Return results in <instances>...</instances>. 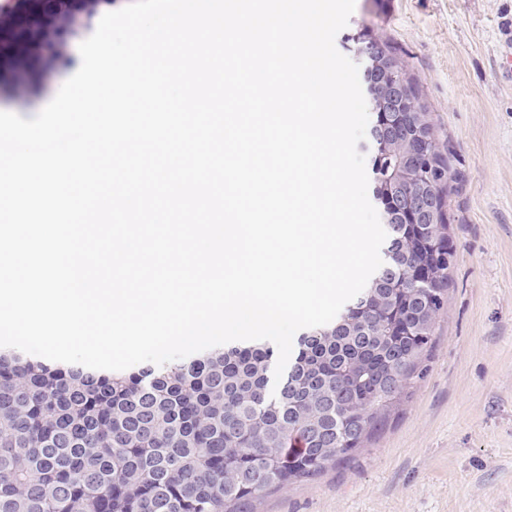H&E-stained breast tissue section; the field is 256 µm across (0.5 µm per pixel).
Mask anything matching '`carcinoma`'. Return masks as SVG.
<instances>
[{"instance_id": "1", "label": "carcinoma", "mask_w": 512, "mask_h": 512, "mask_svg": "<svg viewBox=\"0 0 512 512\" xmlns=\"http://www.w3.org/2000/svg\"><path fill=\"white\" fill-rule=\"evenodd\" d=\"M345 43L383 45L411 94L397 138L373 140L368 165L382 266L330 323L299 334L276 385L268 343L128 374L1 349L0 512H253L352 459L409 397L448 302V160L395 49L367 26ZM410 177L436 223L391 206Z\"/></svg>"}]
</instances>
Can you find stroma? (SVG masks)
<instances>
[{
	"instance_id": "stroma-1",
	"label": "stroma",
	"mask_w": 512,
	"mask_h": 512,
	"mask_svg": "<svg viewBox=\"0 0 512 512\" xmlns=\"http://www.w3.org/2000/svg\"><path fill=\"white\" fill-rule=\"evenodd\" d=\"M397 48L451 149L448 303L411 397L347 462L257 512H512V0H356ZM0 102L29 119L74 75Z\"/></svg>"
}]
</instances>
